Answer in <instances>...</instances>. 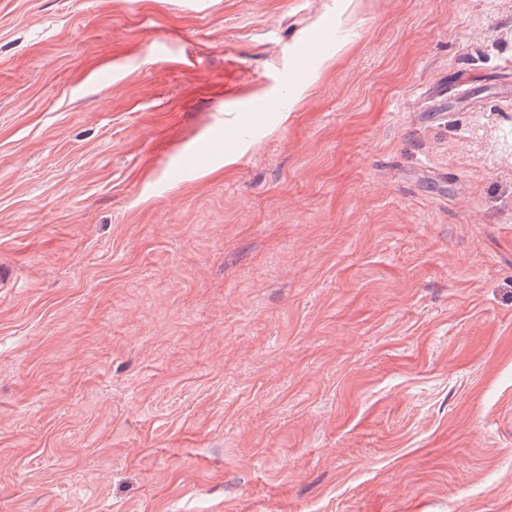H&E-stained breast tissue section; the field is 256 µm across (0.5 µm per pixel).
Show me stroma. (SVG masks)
Segmentation results:
<instances>
[{
	"instance_id": "35a3bbf8",
	"label": "stroma",
	"mask_w": 512,
	"mask_h": 512,
	"mask_svg": "<svg viewBox=\"0 0 512 512\" xmlns=\"http://www.w3.org/2000/svg\"><path fill=\"white\" fill-rule=\"evenodd\" d=\"M508 59L512 0H0V512H512Z\"/></svg>"
}]
</instances>
